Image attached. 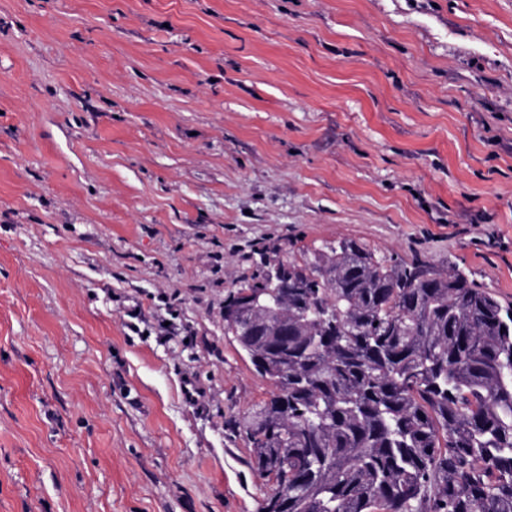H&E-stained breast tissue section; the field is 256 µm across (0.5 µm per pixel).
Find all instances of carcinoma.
Masks as SVG:
<instances>
[{
  "label": "carcinoma",
  "mask_w": 512,
  "mask_h": 512,
  "mask_svg": "<svg viewBox=\"0 0 512 512\" xmlns=\"http://www.w3.org/2000/svg\"><path fill=\"white\" fill-rule=\"evenodd\" d=\"M224 333L273 386L239 421L258 512H512V305L460 269L263 253Z\"/></svg>",
  "instance_id": "cac0c4a2"
}]
</instances>
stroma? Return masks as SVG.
Masks as SVG:
<instances>
[{"label":"stroma","instance_id":"35a3bbf8","mask_svg":"<svg viewBox=\"0 0 512 512\" xmlns=\"http://www.w3.org/2000/svg\"><path fill=\"white\" fill-rule=\"evenodd\" d=\"M341 238L512 304V0H0V512H257L224 296Z\"/></svg>","mask_w":512,"mask_h":512}]
</instances>
